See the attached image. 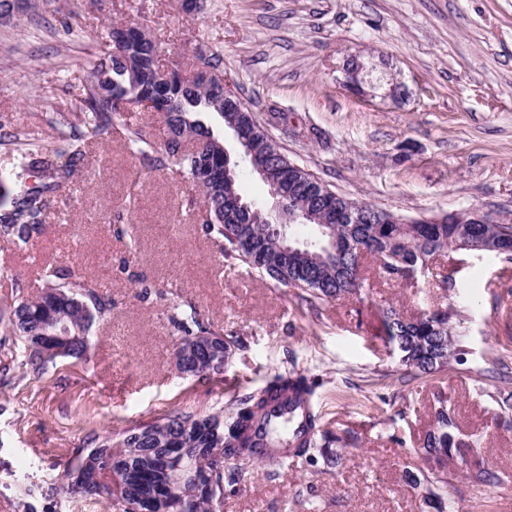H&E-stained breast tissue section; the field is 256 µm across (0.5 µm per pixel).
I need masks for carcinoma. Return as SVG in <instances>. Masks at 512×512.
Returning <instances> with one entry per match:
<instances>
[{
	"mask_svg": "<svg viewBox=\"0 0 512 512\" xmlns=\"http://www.w3.org/2000/svg\"><path fill=\"white\" fill-rule=\"evenodd\" d=\"M120 27L109 32L108 40L87 62L88 78L76 88L81 112L67 122L54 146L45 148L29 134L0 128V145H10L17 154L16 167L41 173L36 186L17 185L0 178V201L7 204L0 214V237L19 243L48 223L50 215L69 200V184L83 163L90 144L112 136V116L131 112L145 100L163 99L169 138L154 149L158 167L176 166L201 191L206 214L203 229L216 239L224 258L268 281L297 288L310 299L325 300L352 295L369 285L364 261L374 259L373 272L400 284L407 270L432 272L429 261L448 251L474 253L482 239L501 238L512 246V224H459L414 221L393 215L371 204L365 208L380 215L372 224L347 213L346 197L321 195L313 183L314 174L295 164H280L278 157H260L275 169L286 200L294 204L308 201L313 210L334 226L339 252L328 264L314 269L311 277H294L288 266L279 263L277 237L264 224L249 223V215L237 205L242 195L240 183L234 192L224 184V156L221 140L197 115L217 112L214 92L201 83L160 81L156 75L158 48L140 38V75L131 79L126 70L123 46L118 41ZM49 283L35 300L23 297L0 310L5 331L18 337L25 353V366L35 374L57 363L47 353L53 345L44 335L43 324L59 317L74 319L88 335L97 320L112 310V300L74 269H46ZM456 313L449 309H425L405 320L393 307L383 310L385 345L397 353L403 366L415 375H431L448 367L460 355L455 339ZM168 321L181 333L186 344L196 337L215 334L201 311L189 304L172 308ZM215 356L201 350L188 357L199 379L217 374ZM292 390L305 401L315 396V384L301 373L277 375L265 386L247 393L217 414L197 417L174 411L151 424L110 435L92 436L85 447L75 450L76 463L64 470L61 489L72 494L82 486L85 499H105L112 512H216L224 502L226 487L248 479V472L229 468L227 461L255 453L265 420L280 417L276 401ZM305 439L293 447L276 451L265 466L271 473L294 458L316 460L336 466L341 454L328 448L329 433L321 429L320 414H308ZM477 440L459 435L448 401L435 398L433 427L426 432L422 455L436 462L458 460L477 471L476 478L490 485L499 483L497 474L472 459Z\"/></svg>",
	"mask_w": 512,
	"mask_h": 512,
	"instance_id": "1",
	"label": "carcinoma"
}]
</instances>
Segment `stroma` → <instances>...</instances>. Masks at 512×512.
Instances as JSON below:
<instances>
[{"label":"stroma","mask_w":512,"mask_h":512,"mask_svg":"<svg viewBox=\"0 0 512 512\" xmlns=\"http://www.w3.org/2000/svg\"><path fill=\"white\" fill-rule=\"evenodd\" d=\"M0 22V128L52 147L55 114L80 110L71 86L113 25L135 23L158 43L160 68L193 77L203 57L221 68L289 159L336 193L407 217L477 207L512 220V0H31ZM77 4L80 28L57 18ZM361 56L375 94L343 84ZM408 101L385 100L391 80ZM454 287L419 276L373 282L360 296L309 308L295 288L225 260L203 230L200 195L183 172L156 169L127 135L91 146L71 202L26 245L0 240V309L33 298L44 268L78 270L112 300L91 330L89 357L43 374L0 330V512H109L57 486L89 435L115 434L174 411L205 416L296 371L316 385L321 424L344 450L333 469L292 459L276 474L249 468L219 512H424L414 476L435 468L418 450L435 395L461 435L479 440L501 481L477 483L457 461L443 469L448 512H512V277L493 254L446 253ZM148 296H141V289ZM190 302L212 329L243 339L223 375L185 379L167 320ZM412 316L453 307L463 319L459 360L406 374L383 341L382 309ZM55 487L26 495V482Z\"/></svg>","instance_id":"obj_1"}]
</instances>
